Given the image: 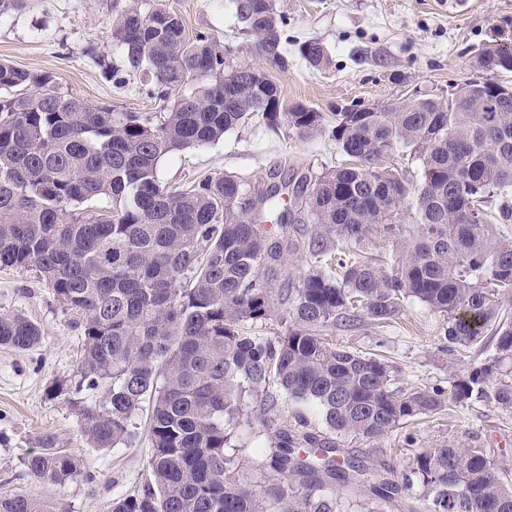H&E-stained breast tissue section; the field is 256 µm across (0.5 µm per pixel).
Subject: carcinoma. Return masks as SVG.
I'll use <instances>...</instances> for the list:
<instances>
[{
	"label": "carcinoma",
	"instance_id": "1",
	"mask_svg": "<svg viewBox=\"0 0 512 512\" xmlns=\"http://www.w3.org/2000/svg\"><path fill=\"white\" fill-rule=\"evenodd\" d=\"M235 0L262 54L285 70L288 17L275 0ZM126 66L154 82L164 112H115L64 95L48 73L0 61V268H36L81 332L79 378L57 383L90 446L106 452L140 436L151 445L138 482L112 512H343V494H364L363 512H383L399 489L428 490L425 512H512V477L482 448L453 444L414 456L403 485L342 451L346 436L380 437L410 418L487 396L512 411V49L490 44L475 58L482 80L448 100L417 98L378 112H338L331 136L350 165L257 192L232 176L199 175L182 190L160 184V159L220 140L259 119L302 137L323 116L285 107L277 87L244 78L231 50L186 33L174 11L129 6L112 25ZM313 68L331 63L320 42H297ZM34 88L36 93L23 94ZM410 151V183L385 155ZM290 205L282 204V196ZM109 200L111 205L96 203ZM411 220L414 229L406 227ZM312 224L310 265L295 288L278 286L284 252ZM394 240L391 265L360 254L368 234ZM416 299L444 317L448 350L487 331L496 352L449 386L402 389L377 354L336 346L340 319L391 323ZM282 307L281 329L252 327ZM41 326L0 313V346L39 345ZM494 390L487 392L489 383ZM106 389L102 404L78 397ZM247 396L261 399L270 440L251 456L228 452L230 422ZM295 408L282 424L279 398ZM325 426L312 425L309 412ZM28 473L63 485L85 459L38 440ZM309 449L300 458L298 449ZM264 476L255 481L254 473ZM0 512H52L0 492Z\"/></svg>",
	"mask_w": 512,
	"mask_h": 512
}]
</instances>
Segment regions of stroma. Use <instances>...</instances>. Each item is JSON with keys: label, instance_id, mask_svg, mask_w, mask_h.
<instances>
[{"label": "stroma", "instance_id": "1", "mask_svg": "<svg viewBox=\"0 0 512 512\" xmlns=\"http://www.w3.org/2000/svg\"><path fill=\"white\" fill-rule=\"evenodd\" d=\"M130 0H24L0 14V59L33 72L52 74L61 92L118 112H159L152 82L125 68L112 40V23ZM142 11H176L188 34L205 32L230 47L235 64L265 71L286 104L322 112L323 129L303 137L288 125L273 130L252 121L219 141L176 151L158 163L162 185L188 184L198 174L235 176L254 188L336 168L344 157L331 137L336 113L354 104L387 106L428 96L443 98L472 80L473 58L483 44L512 46V0H467L449 12L446 0H276L288 17L289 40L319 39L332 64L316 70L289 51V66L269 65L243 29L233 0H140ZM123 69V82L106 77L101 62ZM20 312L44 331L41 344L17 351L0 346V491L60 506L66 512H112L115 496L138 481L147 442L99 453L89 448L81 421L66 396L48 393L52 383L74 378L81 334L73 314L58 303L35 268L0 269V313ZM445 322L419 302H408L386 325L337 326V345L385 355L399 387L447 386L482 366L495 352L491 334L450 352ZM233 443L243 455L265 444L259 398L245 397ZM87 461L83 475L65 485L29 474L23 461L43 434ZM486 449L499 469L512 473V411L474 398L434 414L416 416L373 439L346 437L342 445L358 459L377 458L394 478L408 472L414 456L442 444Z\"/></svg>", "mask_w": 512, "mask_h": 512}]
</instances>
